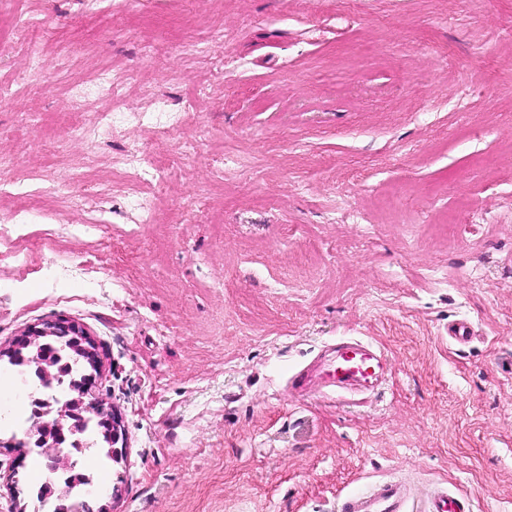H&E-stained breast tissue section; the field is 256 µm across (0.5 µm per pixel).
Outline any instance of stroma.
Returning a JSON list of instances; mask_svg holds the SVG:
<instances>
[{
    "mask_svg": "<svg viewBox=\"0 0 512 512\" xmlns=\"http://www.w3.org/2000/svg\"><path fill=\"white\" fill-rule=\"evenodd\" d=\"M15 10L45 24L0 57V225L30 241L0 247V512H37L39 460L15 461L30 388L6 353L60 317L124 430L93 512H336L392 478L512 512V0ZM106 75L111 102L92 93ZM103 110L107 135H76ZM141 148L165 183L120 166ZM63 175L112 192L90 212L46 194ZM347 337L384 352L374 391L290 392ZM46 325L61 328L62 330H64L66 332V334L72 335V336H81L83 339H86V341L89 342L88 339L85 337L86 334L76 323L69 322L68 320H66L64 318H59L56 321L46 323L41 329L36 330L28 335H25L23 338H21L19 340L18 346L20 347L21 345L32 344L33 341H35L38 336L49 333L50 331L44 328Z\"/></svg>",
    "mask_w": 512,
    "mask_h": 512,
    "instance_id": "35a3bbf8",
    "label": "stroma"
}]
</instances>
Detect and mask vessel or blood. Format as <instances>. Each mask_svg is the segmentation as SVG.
Masks as SVG:
<instances>
[{
    "mask_svg": "<svg viewBox=\"0 0 512 512\" xmlns=\"http://www.w3.org/2000/svg\"><path fill=\"white\" fill-rule=\"evenodd\" d=\"M386 361L379 347L369 342L345 341L337 345L334 357L324 364L320 377L326 387H369L384 372ZM337 512H472L470 501L445 488H437L411 505L404 485L386 480L343 497Z\"/></svg>",
    "mask_w": 512,
    "mask_h": 512,
    "instance_id": "1",
    "label": "vessel or blood"
}]
</instances>
